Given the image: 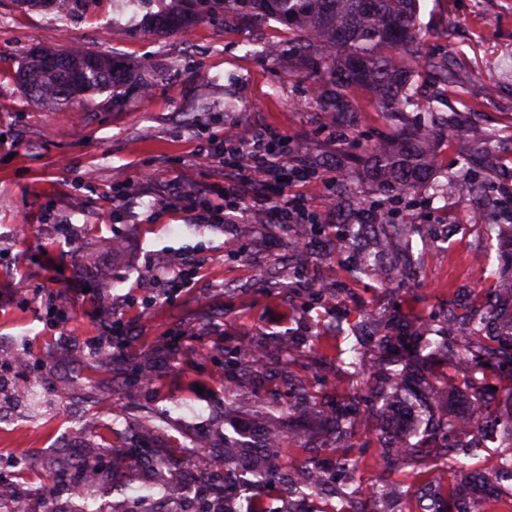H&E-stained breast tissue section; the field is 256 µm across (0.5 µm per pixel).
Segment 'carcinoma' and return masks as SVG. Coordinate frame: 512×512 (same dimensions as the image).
<instances>
[{"label": "carcinoma", "instance_id": "obj_1", "mask_svg": "<svg viewBox=\"0 0 512 512\" xmlns=\"http://www.w3.org/2000/svg\"><path fill=\"white\" fill-rule=\"evenodd\" d=\"M199 0H172L168 7L149 14L143 27L150 33L171 34L190 29L198 21L196 4ZM214 7L232 19H274L288 27L292 37L288 46L272 49L278 55L288 51L309 73L320 78L314 102L332 113L338 121L352 122L355 109L350 92L355 88L369 90L377 99L382 112L392 116L420 112L421 104L412 91L409 62L421 53L418 0H209ZM67 0H17L19 7L30 10L55 6L58 13L65 11ZM61 54L67 58L63 69L48 67L44 59ZM15 80L23 93L34 104L43 108H76L98 94L107 93L114 101L127 90L133 89L147 95L153 79L116 56L104 57L84 48L69 47L57 50L37 48L31 50L20 63ZM473 151H484L495 142L498 133L484 130L472 133L460 130ZM438 136L429 122L406 119L400 133L385 140L369 151L366 160V177L375 190L387 196L402 198L418 193L433 176L437 168L435 152ZM454 187L459 194L476 202H487L486 187L469 170L464 162L458 172ZM407 231L404 224L391 222L387 215L376 224H367L362 233L343 238L349 245L359 239L371 240L381 245L385 239ZM511 288L501 289L500 280L493 281L487 290L476 291L477 297L492 302L494 297L512 299V269L507 276ZM467 318L464 313L451 311L445 334L424 337L422 349L425 359L442 357L447 360L452 374L465 376L466 383L478 392L480 401L493 396L486 362L495 361L512 368V331L501 327L495 309L486 312L483 320L471 324L468 333H458V324ZM394 389L411 397L413 406L424 419L419 430L410 438H390L380 435L379 441L387 450L399 449L403 455H432L435 458H452L463 449L447 442L435 448L423 447L430 437L444 439L452 422L442 425L430 420L429 412L434 400L433 388L423 381L410 384V377L417 371L418 363L406 358L394 360ZM359 423L349 418V412L331 417V448L336 462L347 470L359 464L357 448L351 439ZM228 447L237 450L236 457L224 460V465L237 471L241 482L269 484L274 454L265 446L240 444L230 440ZM442 494L441 512H457L456 502L460 488L454 484L439 487Z\"/></svg>", "mask_w": 512, "mask_h": 512}]
</instances>
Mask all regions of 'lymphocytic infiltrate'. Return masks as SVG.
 I'll return each mask as SVG.
<instances>
[{
	"label": "lymphocytic infiltrate",
	"instance_id": "f902f5d3",
	"mask_svg": "<svg viewBox=\"0 0 512 512\" xmlns=\"http://www.w3.org/2000/svg\"><path fill=\"white\" fill-rule=\"evenodd\" d=\"M288 143L287 135L277 131L249 138L226 135L211 142V159L218 166L236 172L238 178L225 183L216 199L185 205V219L192 224L231 223L236 214L247 210V200L238 185L243 178L273 191L274 198L266 211L271 223H317V216L309 213L289 192L292 182L309 180L311 171L302 164H289Z\"/></svg>",
	"mask_w": 512,
	"mask_h": 512
}]
</instances>
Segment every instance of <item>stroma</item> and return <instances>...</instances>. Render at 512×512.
Masks as SVG:
<instances>
[{"label": "stroma", "mask_w": 512, "mask_h": 512, "mask_svg": "<svg viewBox=\"0 0 512 512\" xmlns=\"http://www.w3.org/2000/svg\"><path fill=\"white\" fill-rule=\"evenodd\" d=\"M118 9L117 0H70L61 19L0 0V344L31 352L27 367L0 376V408L12 411L0 423V458L11 460L0 478L15 488L12 512H51L55 503L76 512L87 492L106 512H156L128 491L134 462L199 441L220 456L235 427L275 426L292 437L275 451L279 465L333 466L337 400L367 401L378 367L409 355L407 336L443 323L447 306L470 307L480 276L472 254L485 250L494 266L512 242V226L497 221L512 209V85L498 81L512 61V0L419 3L418 95L441 114L502 132L475 158L490 207L436 192L469 150L450 129L421 192L404 200L375 192L364 160L396 125L363 89L351 92V129L312 105L314 78L287 54L261 53L287 44L282 24H228L207 9L192 29L157 36L117 23ZM72 45L155 70L149 96L132 92L115 104L98 95L83 110L35 106L15 81L24 56ZM447 56L457 61L452 83L427 65ZM268 129L287 134L291 157L316 173L294 189L321 219L300 254L291 247L295 225L255 222L268 196L258 184L243 186L252 215L231 224H185L171 198L177 190L207 197L227 182L229 171L202 151L212 139ZM344 177L360 209L412 225L411 245L386 256L393 267L413 256L410 275L348 280L353 256L336 249L342 215L326 205ZM121 194L135 197L130 215L112 209ZM187 260L197 265L193 286L165 298L168 272ZM387 334L395 347L382 345ZM357 344L364 364L346 367L339 356ZM427 369L443 392L436 420L470 408L473 390L448 380L444 362ZM28 379L45 402L36 414L21 393ZM354 441L362 461L352 482L399 484L406 512H417L421 486L453 479L410 459L383 472L372 433ZM65 447L74 460L97 454L106 488L84 489L72 467L57 490L15 468L23 459L29 472H57Z\"/></svg>", "instance_id": "35a3bbf8"}]
</instances>
